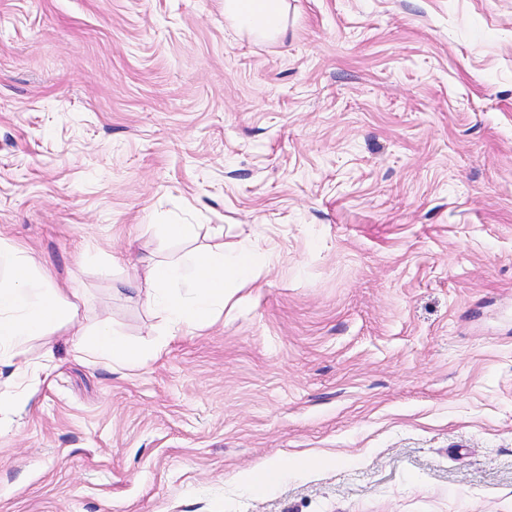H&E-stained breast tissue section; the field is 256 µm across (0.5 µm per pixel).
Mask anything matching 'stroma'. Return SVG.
Masks as SVG:
<instances>
[{
  "instance_id": "35a3bbf8",
  "label": "stroma",
  "mask_w": 512,
  "mask_h": 512,
  "mask_svg": "<svg viewBox=\"0 0 512 512\" xmlns=\"http://www.w3.org/2000/svg\"><path fill=\"white\" fill-rule=\"evenodd\" d=\"M0 0V239L77 325L0 414V512H512V0ZM189 224V238H165ZM251 238L149 351L147 265ZM288 462L285 478L259 480ZM280 0H225L224 15L247 31H273L279 25ZM75 344L74 353L77 357L93 364H117L139 360L138 351L117 334L108 322H102L92 332H81Z\"/></svg>"
}]
</instances>
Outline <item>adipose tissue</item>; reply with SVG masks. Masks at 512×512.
<instances>
[{
  "label": "adipose tissue",
  "instance_id": "adipose-tissue-1",
  "mask_svg": "<svg viewBox=\"0 0 512 512\" xmlns=\"http://www.w3.org/2000/svg\"><path fill=\"white\" fill-rule=\"evenodd\" d=\"M224 14L238 28L268 32L279 25L280 0H224ZM266 260V253L242 241L229 250L220 247L156 262L147 275L148 304L161 317L166 336L175 338L203 327L213 313L222 311L237 291L256 281ZM1 269L8 275L0 277V364L14 365L25 379L36 375L44 364L24 357V343L73 322L78 305L37 274L33 256L0 240ZM74 352L94 364L140 358L106 322L94 332L83 333Z\"/></svg>",
  "mask_w": 512,
  "mask_h": 512
}]
</instances>
